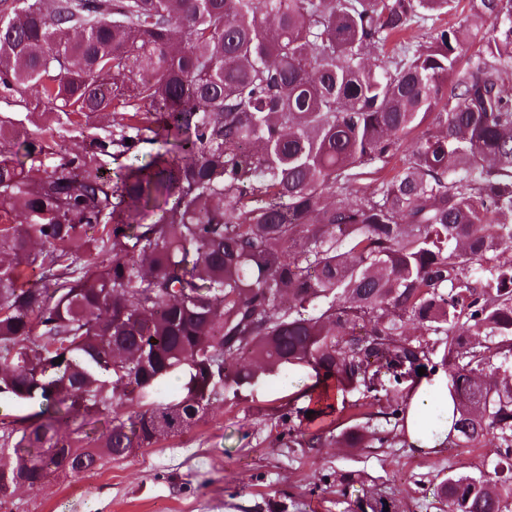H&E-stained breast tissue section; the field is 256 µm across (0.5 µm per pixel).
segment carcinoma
<instances>
[{
  "mask_svg": "<svg viewBox=\"0 0 512 512\" xmlns=\"http://www.w3.org/2000/svg\"><path fill=\"white\" fill-rule=\"evenodd\" d=\"M460 2L0 0V99L20 107L0 112V404L39 406L0 447V502L58 465L51 448L85 474L296 367L326 390L288 409V447L320 448L303 424L327 388L424 367L451 382L448 443L498 448L440 499L512 512V379L475 377L512 366V0H468L479 39L426 26ZM114 404L133 411L99 444L59 432ZM372 420L338 441L384 443Z\"/></svg>",
  "mask_w": 512,
  "mask_h": 512,
  "instance_id": "1",
  "label": "carcinoma"
}]
</instances>
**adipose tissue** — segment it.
Here are the masks:
<instances>
[{"instance_id": "obj_1", "label": "adipose tissue", "mask_w": 512, "mask_h": 512, "mask_svg": "<svg viewBox=\"0 0 512 512\" xmlns=\"http://www.w3.org/2000/svg\"><path fill=\"white\" fill-rule=\"evenodd\" d=\"M406 403L404 430L409 444L424 453L444 447L452 432L454 409L447 380L438 377L415 384Z\"/></svg>"}]
</instances>
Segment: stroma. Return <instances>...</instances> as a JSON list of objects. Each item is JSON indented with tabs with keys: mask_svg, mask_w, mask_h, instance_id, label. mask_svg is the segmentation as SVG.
Segmentation results:
<instances>
[{
	"mask_svg": "<svg viewBox=\"0 0 512 512\" xmlns=\"http://www.w3.org/2000/svg\"><path fill=\"white\" fill-rule=\"evenodd\" d=\"M320 389L305 368L225 389L182 434L91 473L19 488L0 512H361L377 496L398 512H443L448 473L489 470L497 459L488 441L417 452L380 417L383 444L289 447L281 414L308 406Z\"/></svg>",
	"mask_w": 512,
	"mask_h": 512,
	"instance_id": "35a3bbf8",
	"label": "stroma"
}]
</instances>
